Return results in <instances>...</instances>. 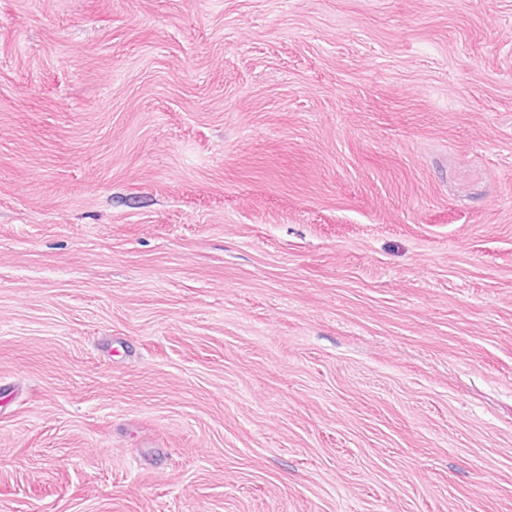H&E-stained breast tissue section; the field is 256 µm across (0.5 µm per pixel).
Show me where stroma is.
I'll return each mask as SVG.
<instances>
[{"label":"stroma","mask_w":512,"mask_h":512,"mask_svg":"<svg viewBox=\"0 0 512 512\" xmlns=\"http://www.w3.org/2000/svg\"><path fill=\"white\" fill-rule=\"evenodd\" d=\"M0 512H512V0H0Z\"/></svg>","instance_id":"1"}]
</instances>
